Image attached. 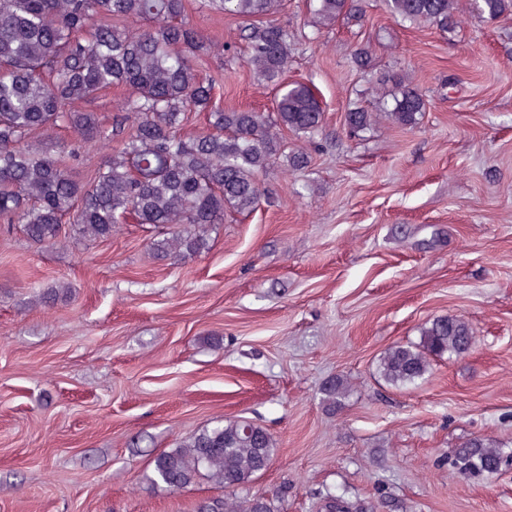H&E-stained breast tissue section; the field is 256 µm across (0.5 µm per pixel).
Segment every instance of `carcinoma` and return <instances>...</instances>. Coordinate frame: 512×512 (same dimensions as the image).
<instances>
[{"instance_id":"carcinoma-1","label":"carcinoma","mask_w":512,"mask_h":512,"mask_svg":"<svg viewBox=\"0 0 512 512\" xmlns=\"http://www.w3.org/2000/svg\"><path fill=\"white\" fill-rule=\"evenodd\" d=\"M229 16L254 19L241 30L244 63L273 87L275 109H224L214 85L195 63L215 51L189 23L186 0H0V221L20 224L33 246L61 241L64 225L81 238L105 241L133 216L140 224L171 229L153 244L157 255L180 261L209 248V231L227 210H254L262 195L259 175L276 161L304 168L309 156L288 149L283 132L308 144L322 128L323 112L312 89L285 81L294 38L270 19L283 0H205ZM404 21L447 29L458 0H383ZM315 24L357 17V0H309ZM470 9L495 19L512 13V0H470ZM382 112L353 107L345 125L363 133L380 119L407 129L426 110L424 94L404 77ZM112 87L129 90L111 127L76 105ZM195 112L206 113L207 131L185 138ZM71 130L105 151L83 178L72 175L75 150L51 155L29 144L36 133ZM474 331L460 318L425 323L417 344L396 345L380 358L378 373L394 386L423 378L434 357L468 352ZM348 382L337 377L322 387L328 409L341 408ZM276 441L246 419L220 421L194 433L153 460L152 483L172 491L207 479L218 487L246 489L276 455ZM504 456L487 440L457 448L450 460L462 476L497 472ZM275 498L214 497L198 512H278ZM324 512H354L344 496L326 493Z\"/></svg>"}]
</instances>
